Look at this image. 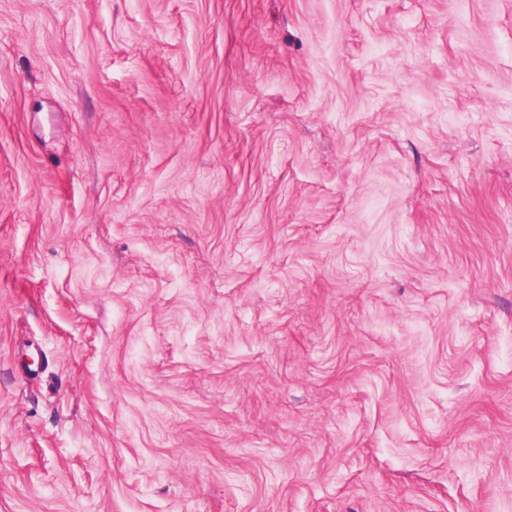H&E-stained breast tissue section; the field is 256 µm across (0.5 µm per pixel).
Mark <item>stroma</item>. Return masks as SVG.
I'll list each match as a JSON object with an SVG mask.
<instances>
[{"mask_svg": "<svg viewBox=\"0 0 512 512\" xmlns=\"http://www.w3.org/2000/svg\"><path fill=\"white\" fill-rule=\"evenodd\" d=\"M0 512H512V0H0Z\"/></svg>", "mask_w": 512, "mask_h": 512, "instance_id": "obj_1", "label": "stroma"}]
</instances>
